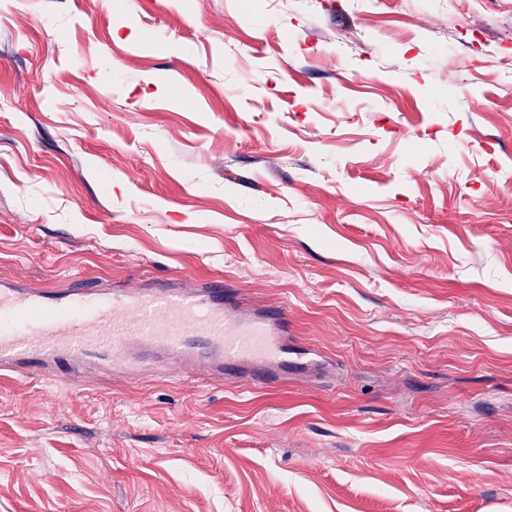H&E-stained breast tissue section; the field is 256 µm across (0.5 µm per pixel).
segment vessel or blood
I'll return each mask as SVG.
<instances>
[{"instance_id":"obj_1","label":"vessel or blood","mask_w":512,"mask_h":512,"mask_svg":"<svg viewBox=\"0 0 512 512\" xmlns=\"http://www.w3.org/2000/svg\"><path fill=\"white\" fill-rule=\"evenodd\" d=\"M224 284L181 289L154 281L135 290L97 284L21 288L0 283V369L26 364L54 382L52 362L79 380V359L119 360L134 346L155 348L177 375L199 379L223 374L251 355L284 360L285 311H259L242 319L227 306Z\"/></svg>"}]
</instances>
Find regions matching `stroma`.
I'll list each match as a JSON object with an SVG mask.
<instances>
[{
  "label": "stroma",
  "instance_id": "stroma-1",
  "mask_svg": "<svg viewBox=\"0 0 512 512\" xmlns=\"http://www.w3.org/2000/svg\"><path fill=\"white\" fill-rule=\"evenodd\" d=\"M507 58L512 0H0V281L288 314L268 388L0 373V512H512Z\"/></svg>",
  "mask_w": 512,
  "mask_h": 512
}]
</instances>
